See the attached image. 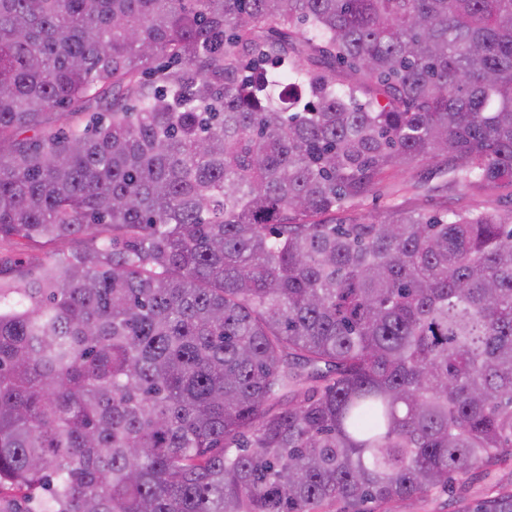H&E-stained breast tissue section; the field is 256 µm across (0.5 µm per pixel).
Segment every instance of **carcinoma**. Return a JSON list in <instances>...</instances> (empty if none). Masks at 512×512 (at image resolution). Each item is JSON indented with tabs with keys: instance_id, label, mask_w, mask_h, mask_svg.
<instances>
[{
	"instance_id": "1",
	"label": "carcinoma",
	"mask_w": 512,
	"mask_h": 512,
	"mask_svg": "<svg viewBox=\"0 0 512 512\" xmlns=\"http://www.w3.org/2000/svg\"><path fill=\"white\" fill-rule=\"evenodd\" d=\"M512 0H0V512H512ZM435 183L434 166L420 162L411 170L399 172L383 181L352 212L367 220L382 216L389 201L400 203L423 213L453 210L460 206L509 212L512 210V188H470L465 190L448 188V192L413 195L404 191L411 182ZM454 504L446 494L415 502L400 503L392 512H453Z\"/></svg>"
}]
</instances>
